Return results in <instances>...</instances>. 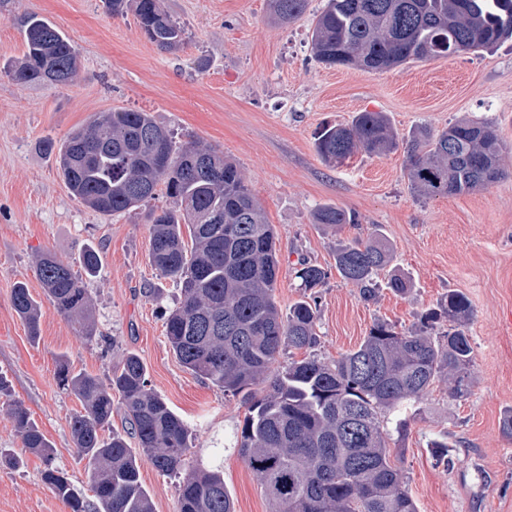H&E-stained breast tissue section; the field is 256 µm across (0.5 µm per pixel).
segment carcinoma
<instances>
[{
	"label": "carcinoma",
	"mask_w": 512,
	"mask_h": 512,
	"mask_svg": "<svg viewBox=\"0 0 512 512\" xmlns=\"http://www.w3.org/2000/svg\"><path fill=\"white\" fill-rule=\"evenodd\" d=\"M307 5L308 0H272L273 19L286 24ZM104 6L114 16L133 12L144 36L161 51L176 53L187 43L184 26L159 0H104ZM22 32L23 57L0 72L22 85L74 82L78 53L54 24L30 14ZM509 38L512 0H328L311 35L319 61L365 72L482 50ZM398 144L383 113L359 112L349 125L323 128L316 148L336 166L360 150L381 154ZM405 144L406 176L417 197L470 192L505 172V144L493 123L462 119L437 132H416ZM45 149L57 151L71 195L102 215L138 207L160 188L173 199L174 207L148 215L150 263L180 288L165 335L187 370L226 395L242 396L246 412L233 432L234 447L257 475L272 512H419L402 470L391 461L385 417L420 399L441 376L448 380L450 398L470 394L474 354L464 332L470 304L463 293L448 291L440 311L425 312L406 330L375 322L357 349L326 362L314 353L317 304L303 298L286 313L277 305L276 233L236 163L199 141L177 143L142 110L101 112L60 145L49 141ZM314 223L335 227L358 220L325 204L317 208ZM333 258L346 284L364 301L376 300L380 273L390 262L383 234L340 241ZM80 264L81 274L45 252L35 273L54 309L90 336L94 320L87 284L99 271V253L86 249ZM295 278L306 293L322 286L328 270L302 260ZM10 302L37 338L41 305L26 283L15 284ZM442 319L448 330L432 335ZM286 350L303 357H291L270 373ZM56 379L82 403L69 427L93 499L50 465L53 446L28 410L7 397L1 381L0 409L24 451L47 462L43 481L70 512H154L140 480L142 456L161 474L178 479L176 512H234L222 467L187 465L192 432L148 388L137 355L126 354L105 381L75 372L62 360ZM114 394L129 431L105 438ZM129 437L138 450L130 448Z\"/></svg>",
	"instance_id": "carcinoma-1"
}]
</instances>
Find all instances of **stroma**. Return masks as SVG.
Returning a JSON list of instances; mask_svg holds the SVG:
<instances>
[{
    "label": "stroma",
    "mask_w": 512,
    "mask_h": 512,
    "mask_svg": "<svg viewBox=\"0 0 512 512\" xmlns=\"http://www.w3.org/2000/svg\"><path fill=\"white\" fill-rule=\"evenodd\" d=\"M325 3L309 0L303 15L279 24L269 0H162L187 33L184 48L167 53L133 14L110 15L102 0H0V65L22 56L21 21L30 13L54 23L79 53L69 85L22 86L0 73V377L52 444L50 464L82 493L90 485L69 428L82 406L58 386V363L105 378L132 352L150 387L190 428L191 463L208 461L225 443L224 487L235 512H269L256 476L230 446L245 406L185 369L165 338L180 291L149 262L147 215L172 199L160 191L139 208L101 215L71 195L44 149L95 113L122 108L150 112L177 141L199 140L237 164L277 233L281 309L301 297L294 275L301 260L330 269L316 291L319 357L357 349L379 320L411 327L449 291L468 297L470 395L451 399L447 380H436L401 411L407 428L389 446L419 512H512V438L500 431L512 409V39L382 72L329 66L311 49ZM365 111L383 113L402 138L463 117L493 122L508 147L505 173L480 189L425 200L410 189L404 149L328 166L315 146L320 129ZM325 203L355 212L357 223L337 230L315 223ZM376 227L393 247L392 269L413 288H384L368 303L333 273V249ZM90 247L101 266L89 283L96 331L84 336L47 301L33 264L50 251L75 265ZM20 281L41 304L35 340L11 306ZM438 438L453 465L432 447ZM0 449L23 458L19 467L0 466V512H69L42 479L47 463L24 452L1 413Z\"/></svg>",
    "instance_id": "35a3bbf8"
}]
</instances>
